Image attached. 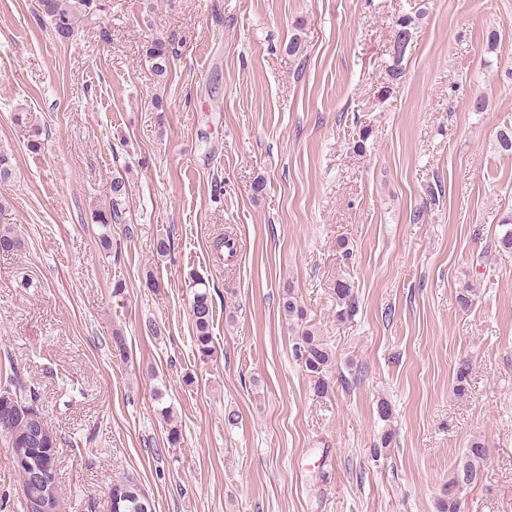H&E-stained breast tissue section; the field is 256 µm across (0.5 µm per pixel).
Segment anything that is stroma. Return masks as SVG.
Here are the masks:
<instances>
[{
  "label": "stroma",
  "instance_id": "35a3bbf8",
  "mask_svg": "<svg viewBox=\"0 0 512 512\" xmlns=\"http://www.w3.org/2000/svg\"><path fill=\"white\" fill-rule=\"evenodd\" d=\"M36 10L0 0V151L14 165L0 230L22 240L0 252V364L35 385L60 437L67 512H109L125 476L155 512H437L476 437L489 455L467 510L512 512V256L495 247L512 211V155L496 141L512 124V0H112L67 43ZM415 13L395 81V24ZM156 38L176 51L162 81L145 55ZM478 94L486 111L470 108ZM23 109L40 153L13 122ZM115 175L129 213L106 251L90 215ZM224 233L239 245L229 265L213 248ZM195 275L214 310L205 363ZM339 279L359 301L343 323ZM288 285L336 352L328 397L293 356ZM0 512H26L1 438ZM192 281L195 287L190 311L194 329L193 344L198 357L205 360L212 357L215 348L212 336V298L205 280L192 277Z\"/></svg>",
  "mask_w": 512,
  "mask_h": 512
}]
</instances>
